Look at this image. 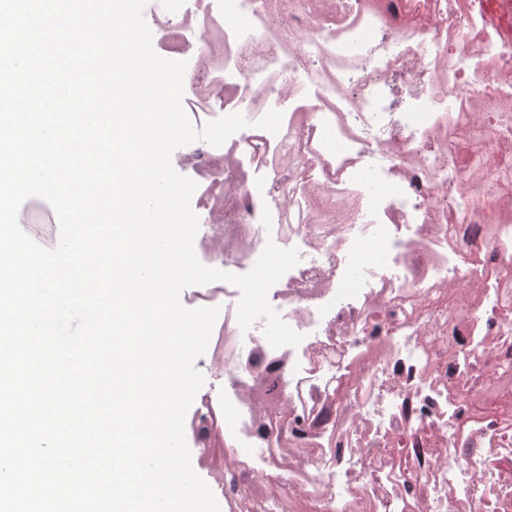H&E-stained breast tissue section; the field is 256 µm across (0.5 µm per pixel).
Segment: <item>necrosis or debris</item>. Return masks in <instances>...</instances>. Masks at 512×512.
<instances>
[{
    "label": "necrosis or debris",
    "mask_w": 512,
    "mask_h": 512,
    "mask_svg": "<svg viewBox=\"0 0 512 512\" xmlns=\"http://www.w3.org/2000/svg\"><path fill=\"white\" fill-rule=\"evenodd\" d=\"M145 20L213 73L195 126L249 123L207 165L178 154L203 256L300 257L268 293L298 346L241 331L233 285L208 301L224 397L196 414L225 505L512 512V25L478 0H153Z\"/></svg>",
    "instance_id": "4bbe7bcc"
}]
</instances>
